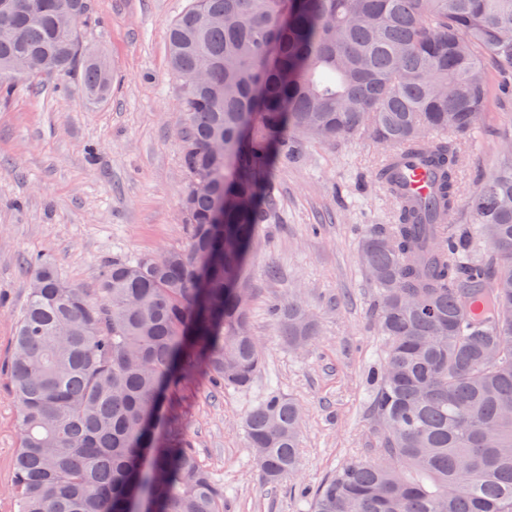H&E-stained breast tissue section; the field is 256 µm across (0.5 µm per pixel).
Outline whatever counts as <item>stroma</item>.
Masks as SVG:
<instances>
[{
	"label": "stroma",
	"mask_w": 512,
	"mask_h": 512,
	"mask_svg": "<svg viewBox=\"0 0 512 512\" xmlns=\"http://www.w3.org/2000/svg\"><path fill=\"white\" fill-rule=\"evenodd\" d=\"M187 0H91L82 31L115 75L104 102L84 100L76 79L28 78L0 103V368L27 298V260L49 255L70 283L94 289L103 264L184 243L179 141L187 127L182 89L167 55L170 23ZM490 97L464 148L461 202L453 223L501 158L499 131L512 125V75L488 71ZM301 157L276 163V221L261 225L249 268L251 322L264 362L246 390L184 381L168 394L183 437L224 490L223 512H309V493L375 447L371 373L381 362L377 291L359 262L366 230L394 221L376 178L381 151L365 137L303 140ZM281 275L267 277V266ZM302 297L318 333L298 351L280 335L274 301ZM304 409L300 479L261 484L243 420L270 391ZM20 444L17 408L0 375V512Z\"/></svg>",
	"instance_id": "1"
}]
</instances>
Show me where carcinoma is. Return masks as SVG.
<instances>
[{
	"label": "carcinoma",
	"mask_w": 512,
	"mask_h": 512,
	"mask_svg": "<svg viewBox=\"0 0 512 512\" xmlns=\"http://www.w3.org/2000/svg\"><path fill=\"white\" fill-rule=\"evenodd\" d=\"M0 26V99L19 69L77 73L89 101L112 90L104 56L64 6L23 0ZM183 86L185 243L104 263L95 297L44 255L28 259L25 308L7 368L20 448L16 512H130L135 488L157 512H219L224 491L177 434L166 393L191 376L244 389L262 349L250 327L248 264L277 208L269 173L300 140L364 136L394 182L404 148L438 172L421 211L368 229L361 264L377 289L384 341L371 401L377 453L315 491L313 512H512V133L470 201L474 230H450L459 171L489 96L487 64L512 69V0H189L168 34ZM491 251L474 261L473 237ZM295 349L317 332L296 297L272 306ZM302 407L269 393L244 431L259 479L300 470Z\"/></svg>",
	"instance_id": "1"
}]
</instances>
